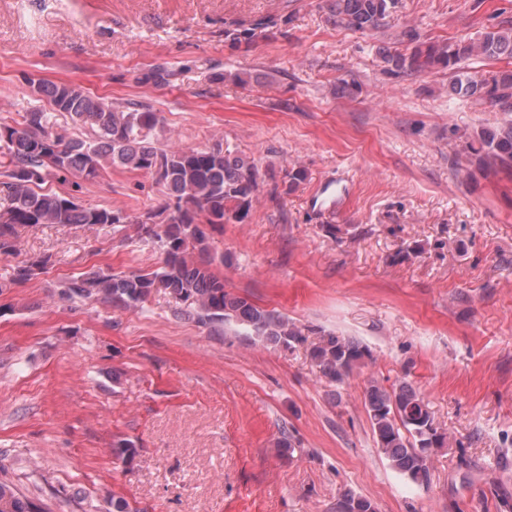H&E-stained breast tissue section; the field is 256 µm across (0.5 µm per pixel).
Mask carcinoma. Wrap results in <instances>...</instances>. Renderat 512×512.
<instances>
[{
  "instance_id": "1",
  "label": "carcinoma",
  "mask_w": 512,
  "mask_h": 512,
  "mask_svg": "<svg viewBox=\"0 0 512 512\" xmlns=\"http://www.w3.org/2000/svg\"><path fill=\"white\" fill-rule=\"evenodd\" d=\"M398 0H331L336 21L357 31L385 25ZM399 41L408 53H386L392 71L419 74L432 69L455 73L451 90L477 96L504 108L512 106V71L476 75L458 64L473 54L486 58L512 56V28L488 31L473 42L424 41L414 28H404ZM30 96L45 99L51 111L33 108L23 121L0 124V254L18 250L20 225L86 224L135 226L137 236L158 243L160 264L128 274L90 273L71 279L63 294L132 310L154 288H164L188 303L200 321L234 322L247 335L274 347L290 348L306 341L305 329L288 318L258 306L249 297L227 289L215 274L216 260L205 226L243 224L260 193L259 169L244 154L216 143L209 147L166 149L153 138L158 113L133 103L114 106L65 81L39 80ZM89 130L86 139H65L55 131L56 114ZM465 150L477 164L512 167V125L482 128L466 137ZM151 175L166 189L167 203L158 212L130 215L110 207L85 206L72 193L42 190L52 176L93 180L105 163ZM49 259L36 258L16 268L24 282L47 269ZM323 377L342 383L371 357L359 341L324 333L310 351ZM364 407L378 448L390 466L417 484L430 480L429 456L447 444L423 398L405 381L386 388L371 381L364 389ZM338 512H375L372 503L346 491ZM0 512H40V505L0 484Z\"/></svg>"
}]
</instances>
